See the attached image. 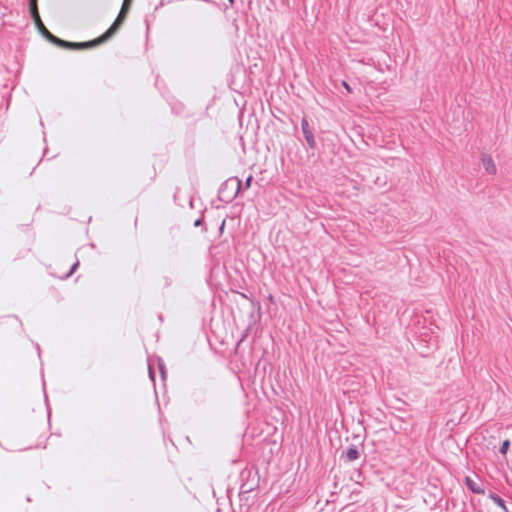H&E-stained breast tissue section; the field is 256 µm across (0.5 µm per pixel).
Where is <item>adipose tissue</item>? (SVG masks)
I'll return each mask as SVG.
<instances>
[{
	"mask_svg": "<svg viewBox=\"0 0 512 512\" xmlns=\"http://www.w3.org/2000/svg\"><path fill=\"white\" fill-rule=\"evenodd\" d=\"M46 29L81 42L121 33L89 55L64 56L29 36L26 73L14 92L12 126L0 132V310L26 336H0V512H90L88 474L111 478L97 512H206L238 469L239 386L200 333V273L184 276L168 301L162 282L178 238L192 223L178 144L182 110L225 95L236 38L225 0H39ZM90 90L68 91L78 77ZM173 103L160 102L163 89ZM237 110L202 144L214 175L239 147ZM92 191L98 223L112 232L101 253L71 259L65 227L45 240L43 263L14 262L23 243L16 214L60 195ZM160 341L169 367V415L183 448L171 468L142 393L141 352ZM43 372L31 379L30 365ZM54 421L64 437L40 449L35 429Z\"/></svg>",
	"mask_w": 512,
	"mask_h": 512,
	"instance_id": "adipose-tissue-1",
	"label": "adipose tissue"
}]
</instances>
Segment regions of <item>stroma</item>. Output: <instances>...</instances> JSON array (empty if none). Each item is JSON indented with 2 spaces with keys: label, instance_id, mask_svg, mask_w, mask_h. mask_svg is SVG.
Instances as JSON below:
<instances>
[{
  "label": "stroma",
  "instance_id": "stroma-1",
  "mask_svg": "<svg viewBox=\"0 0 512 512\" xmlns=\"http://www.w3.org/2000/svg\"><path fill=\"white\" fill-rule=\"evenodd\" d=\"M35 0H0V128ZM240 153L215 178L187 108L180 177L203 192L168 296L198 257L200 332L240 389L239 468L207 512H512V0H228ZM106 247L91 199L20 212ZM141 385L172 462L168 364Z\"/></svg>",
  "mask_w": 512,
  "mask_h": 512
}]
</instances>
